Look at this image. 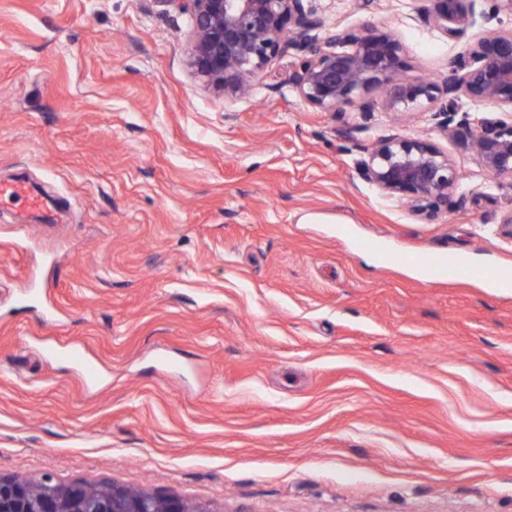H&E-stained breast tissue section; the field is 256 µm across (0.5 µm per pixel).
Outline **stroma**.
<instances>
[{"mask_svg": "<svg viewBox=\"0 0 512 512\" xmlns=\"http://www.w3.org/2000/svg\"><path fill=\"white\" fill-rule=\"evenodd\" d=\"M312 5L323 38L395 31L406 78L461 60L425 0ZM191 28L160 0H0V182L64 210L0 204V475L210 512H512V289L489 282L512 180L432 112L309 106L295 52L226 103ZM392 134L462 169L447 211L362 180Z\"/></svg>", "mask_w": 512, "mask_h": 512, "instance_id": "35a3bbf8", "label": "stroma"}]
</instances>
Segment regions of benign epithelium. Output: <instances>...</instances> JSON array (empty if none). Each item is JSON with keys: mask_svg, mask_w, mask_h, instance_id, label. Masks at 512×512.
Returning <instances> with one entry per match:
<instances>
[{"mask_svg": "<svg viewBox=\"0 0 512 512\" xmlns=\"http://www.w3.org/2000/svg\"><path fill=\"white\" fill-rule=\"evenodd\" d=\"M191 13L193 28L186 53L195 76L232 103L263 84L277 57L305 54L288 83L307 104L330 112L360 103L408 111L424 103L450 135L467 139L480 164L512 179V122L495 116L464 117L452 126L457 102L486 101L512 111V28L467 35L475 24L476 0H429L425 20L451 40L466 39L462 60L440 83L407 80L400 38L384 25L342 30L320 41L323 22L311 0H160ZM485 22L512 18V0H489ZM363 180L382 198L402 199L422 219L448 208L463 173L447 153L417 138L381 137L363 148ZM42 495L39 512H207L172 493L142 491L136 497L112 484L99 491L84 482L62 484L48 476H0V512H27V502Z\"/></svg>", "mask_w": 512, "mask_h": 512, "instance_id": "1", "label": "benign epithelium"}]
</instances>
